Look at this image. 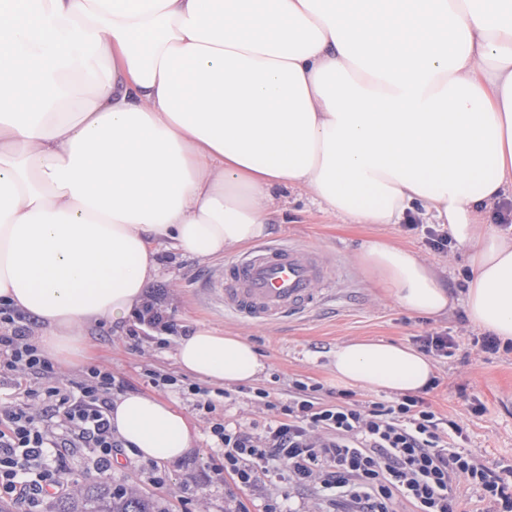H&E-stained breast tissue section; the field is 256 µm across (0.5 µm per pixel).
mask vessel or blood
I'll list each match as a JSON object with an SVG mask.
<instances>
[{"label": "vessel or blood", "mask_w": 512, "mask_h": 512, "mask_svg": "<svg viewBox=\"0 0 512 512\" xmlns=\"http://www.w3.org/2000/svg\"><path fill=\"white\" fill-rule=\"evenodd\" d=\"M322 277L311 249L262 243L229 262L214 283L224 309L255 321L301 315L324 301L316 284Z\"/></svg>", "instance_id": "vessel-or-blood-1"}]
</instances>
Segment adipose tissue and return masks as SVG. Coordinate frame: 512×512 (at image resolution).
I'll list each match as a JSON object with an SVG mask.
<instances>
[{
	"label": "adipose tissue",
	"mask_w": 512,
	"mask_h": 512,
	"mask_svg": "<svg viewBox=\"0 0 512 512\" xmlns=\"http://www.w3.org/2000/svg\"><path fill=\"white\" fill-rule=\"evenodd\" d=\"M304 188L350 224L431 212L465 249L472 325L512 341V0H0V304L36 322L62 370L87 327L121 325L166 248L209 259L267 235L272 192ZM352 259L413 313L453 297L381 240ZM187 374L251 384L243 336L199 326ZM331 370L418 392L434 366L406 345L337 344ZM112 426L145 459L200 434L167 400L115 396Z\"/></svg>",
	"instance_id": "adipose-tissue-1"
}]
</instances>
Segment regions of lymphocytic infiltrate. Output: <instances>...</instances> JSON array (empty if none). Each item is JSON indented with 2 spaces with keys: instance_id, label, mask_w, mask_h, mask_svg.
Masks as SVG:
<instances>
[{
  "instance_id": "obj_1",
  "label": "lymphocytic infiltrate",
  "mask_w": 512,
  "mask_h": 512,
  "mask_svg": "<svg viewBox=\"0 0 512 512\" xmlns=\"http://www.w3.org/2000/svg\"><path fill=\"white\" fill-rule=\"evenodd\" d=\"M19 313L0 308V372L10 375L18 396L0 410V498L36 499L68 493L72 477L66 457L75 448L90 452L87 475L109 479L112 463L125 457L136 465L109 419L113 377L91 365L73 381L43 357L19 327ZM322 387L292 383L287 404L257 389L255 396L281 411L262 432L230 425L213 413L214 445L224 469L240 489L259 493L267 483L287 480L314 487L321 497L346 504V512H464L465 488L495 512H512V482L480 463L463 443L461 419H443L422 397L360 401L344 391L324 401Z\"/></svg>"
}]
</instances>
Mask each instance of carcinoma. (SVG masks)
Masks as SVG:
<instances>
[{"mask_svg":"<svg viewBox=\"0 0 512 512\" xmlns=\"http://www.w3.org/2000/svg\"><path fill=\"white\" fill-rule=\"evenodd\" d=\"M52 512H152L146 499L101 482L75 483L74 492L56 500Z\"/></svg>","mask_w":512,"mask_h":512,"instance_id":"1","label":"carcinoma"}]
</instances>
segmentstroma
<instances>
[{"mask_svg": "<svg viewBox=\"0 0 512 512\" xmlns=\"http://www.w3.org/2000/svg\"><path fill=\"white\" fill-rule=\"evenodd\" d=\"M277 212L268 241L290 240L314 249L323 270V287L335 289L334 298L323 302L309 315L281 322L256 323L225 314L211 281L225 262L243 255L236 247L224 256L198 259L167 250L161 251L160 277L151 289L160 293L174 324L165 340L151 338L150 331L136 322L118 327L103 321L91 327L88 343L95 353L94 364L106 367L124 392H145L171 401L195 422L201 438L187 456L165 463L166 482L150 485L145 476L119 462L112 466V484L134 490L150 499L155 512H232L243 501L249 512H262L266 501L290 504L295 512H321L323 504L314 489L291 488L287 483L268 485L264 494L239 489L224 472V460L212 453L210 422L213 415L231 423L264 427L276 411L255 403V388H263L284 399L293 380L321 384L322 398L335 401L341 383L332 374L330 354L336 345L352 339H376L415 346L417 337L442 333L461 339L455 355L435 360L440 384L425 399L440 417H463L469 440L467 447L483 464L498 468L512 464V353L500 352L475 357L470 339L480 329L467 318L462 296L465 290L467 257L463 249L439 252L427 245L422 231L402 224H345L321 210L301 189L273 192ZM365 239H380L407 248L443 271L456 302L448 313L436 316L414 314L401 308L369 284L352 261V253ZM248 338L266 364L257 386L229 387L227 395H214L215 414L196 405L189 392L197 378L180 369L176 357L179 337L197 324ZM177 377L176 385L165 388L151 384L146 369ZM480 400L485 411L475 416L467 407Z\"/></svg>", "mask_w": 512, "mask_h": 512, "instance_id": "stroma-1", "label": "stroma"}]
</instances>
